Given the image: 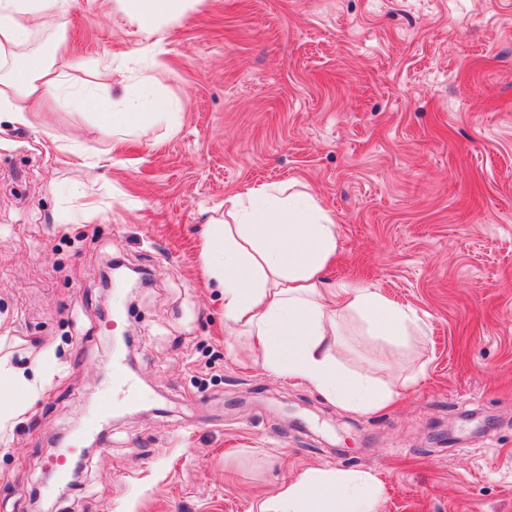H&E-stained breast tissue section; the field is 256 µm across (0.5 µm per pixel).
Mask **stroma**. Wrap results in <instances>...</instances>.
<instances>
[{
	"mask_svg": "<svg viewBox=\"0 0 512 512\" xmlns=\"http://www.w3.org/2000/svg\"><path fill=\"white\" fill-rule=\"evenodd\" d=\"M49 27L75 84L111 55V96L180 123L120 139L51 97L0 123V350L53 345L65 365L0 447V512H250L315 467L369 473L376 512H512V0H199L149 87L116 0ZM260 184L332 214L327 279L424 322L404 347L352 327L338 350L394 389L385 409L268 375L225 327L202 234ZM128 332L140 399L110 408ZM62 448L83 451L72 485Z\"/></svg>",
	"mask_w": 512,
	"mask_h": 512,
	"instance_id": "obj_1",
	"label": "stroma"
}]
</instances>
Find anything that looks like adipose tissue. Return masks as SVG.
<instances>
[{
    "label": "adipose tissue",
    "instance_id": "1",
    "mask_svg": "<svg viewBox=\"0 0 512 512\" xmlns=\"http://www.w3.org/2000/svg\"><path fill=\"white\" fill-rule=\"evenodd\" d=\"M145 39L160 42L166 24L197 0H117ZM69 0H0V117L31 122L32 100L49 93L77 109L97 108L100 129L141 135L155 119L141 99L107 108L94 88L68 80L59 38L47 25L65 13ZM336 224L305 191L263 184L227 196L212 216L200 247L207 277L224 300L232 334L251 337L269 374L305 381L340 408L358 413L385 407L393 390L366 374L344 370L335 354L348 323L360 335L396 344L418 335L414 310L367 284L331 283L322 271L336 255ZM54 347L31 354L29 363L0 357V445L12 440L35 398L58 371ZM370 475L312 468L257 512H376Z\"/></svg>",
    "mask_w": 512,
    "mask_h": 512
}]
</instances>
